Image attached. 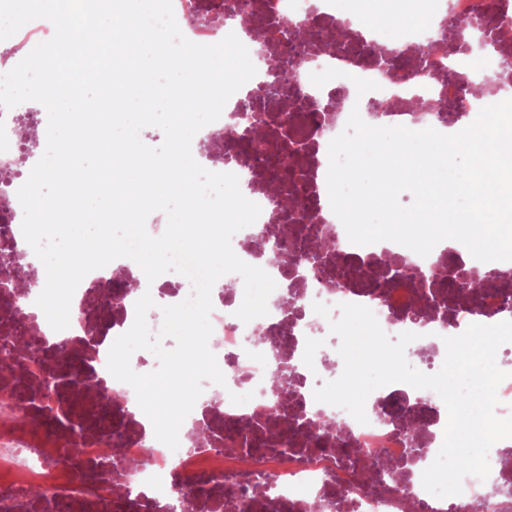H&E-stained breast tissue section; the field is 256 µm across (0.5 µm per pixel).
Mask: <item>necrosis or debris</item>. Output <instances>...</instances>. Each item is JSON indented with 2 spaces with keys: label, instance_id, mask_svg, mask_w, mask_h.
Returning <instances> with one entry per match:
<instances>
[{
  "label": "necrosis or debris",
  "instance_id": "4bbe7bcc",
  "mask_svg": "<svg viewBox=\"0 0 512 512\" xmlns=\"http://www.w3.org/2000/svg\"><path fill=\"white\" fill-rule=\"evenodd\" d=\"M307 0H173L182 33L198 44H215L230 25L205 23L206 15L233 14L240 26L259 28L262 40L244 41L251 58L266 63L282 47L303 40L292 27L329 28L348 12L347 0H322L309 15ZM383 31L352 28L334 49L317 53L301 82L302 97L282 105L266 100L262 135L235 123L231 111L246 92L228 100L227 114L208 124L207 136L222 142L225 171L251 185L261 208L254 224L231 239L236 255L263 269L276 289L267 316L242 322L235 312L244 291L238 274L224 277L213 298L209 348L225 377L224 385L204 382V390L170 450L158 441L149 418L130 398L126 383L107 369L112 338L133 324L135 303L147 291L142 269L131 259L88 273L77 287L70 325L53 330L35 300L39 279L27 287L9 281L0 289V363L17 365V376L0 378V512H171L176 499L190 500V512H512V441L490 450L487 479L462 481L461 494L438 498L422 485V473L443 442L445 405L429 389L394 383L373 391L365 405L367 423L346 410L317 402L315 389L337 379L344 363L321 341L339 304L368 307L390 338L405 331L417 340L405 349L419 371L437 373L443 364L444 337L484 323L512 318V289L486 282L475 313L458 311L437 292L434 275L448 264L452 247L437 244L422 257L398 245L352 244L337 224L328 196V146L351 111L386 126L429 119L426 110L391 106L386 115L371 107L390 102L409 86L441 99L448 112L469 115L475 108L461 72L449 69L448 36L434 20L405 31L392 46ZM412 52L414 64L386 68V54ZM31 112L17 105L0 113V203L13 213L7 237L24 245L23 214L17 189L24 179L28 143L21 126ZM306 137L293 143L292 158L306 201L297 214L279 211L264 181L271 156L294 127ZM249 159L239 165L237 156ZM331 246L315 270L304 257L322 240ZM331 306L330 317L313 310ZM269 428L272 450L254 451V428Z\"/></svg>",
  "mask_w": 512,
  "mask_h": 512
}]
</instances>
